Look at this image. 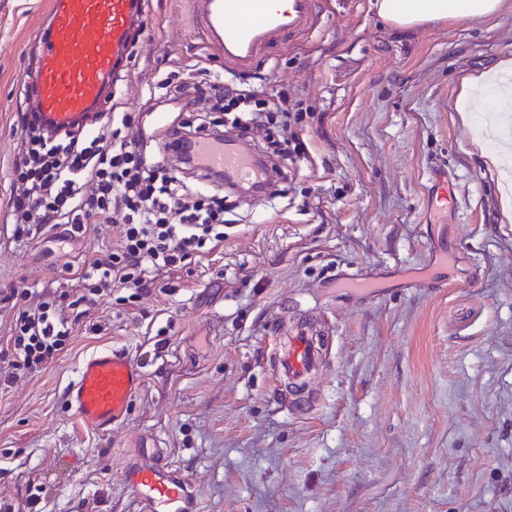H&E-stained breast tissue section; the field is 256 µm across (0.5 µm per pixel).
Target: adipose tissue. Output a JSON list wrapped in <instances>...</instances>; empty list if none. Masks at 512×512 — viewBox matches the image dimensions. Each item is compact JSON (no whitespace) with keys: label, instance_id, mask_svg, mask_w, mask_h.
Returning a JSON list of instances; mask_svg holds the SVG:
<instances>
[{"label":"adipose tissue","instance_id":"1","mask_svg":"<svg viewBox=\"0 0 512 512\" xmlns=\"http://www.w3.org/2000/svg\"><path fill=\"white\" fill-rule=\"evenodd\" d=\"M504 0H377L379 15L393 27L417 28L448 19H486L495 16Z\"/></svg>","mask_w":512,"mask_h":512}]
</instances>
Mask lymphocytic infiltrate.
Wrapping results in <instances>:
<instances>
[{
    "mask_svg": "<svg viewBox=\"0 0 512 512\" xmlns=\"http://www.w3.org/2000/svg\"><path fill=\"white\" fill-rule=\"evenodd\" d=\"M175 98L186 116L171 124L161 146L150 151L138 139L117 138L108 121L88 136L62 138L45 133L28 114L19 115L16 188L8 206L15 237L65 224L71 238L81 239L90 225L111 224L118 240L104 257L74 272V287L35 296L16 288L0 294V300L18 307L11 334L0 346L1 386L47 369L68 348L75 324L72 311L119 289L149 293L156 271L223 240L224 215L235 201L188 188L180 166L169 158L172 145L214 134L207 113L231 114L235 138L268 141L280 159L291 161L300 153L297 139L278 135L279 127L299 122V113L283 108V122L275 124L264 101L239 80L179 85Z\"/></svg>",
    "mask_w": 512,
    "mask_h": 512,
    "instance_id": "f902f5d3",
    "label": "lymphocytic infiltrate"
}]
</instances>
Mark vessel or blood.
I'll return each instance as SVG.
<instances>
[{"label": "vessel or blood", "instance_id": "1", "mask_svg": "<svg viewBox=\"0 0 512 512\" xmlns=\"http://www.w3.org/2000/svg\"><path fill=\"white\" fill-rule=\"evenodd\" d=\"M142 0H50L49 22L41 30L38 68L25 83L40 121L52 129L83 126L99 104L115 72L125 68L132 27ZM196 29L234 72L255 67L262 51L281 36L301 37L318 22L317 0H195ZM196 164L224 174L227 187L269 180L256 159L235 142L208 139L187 145ZM323 359V349L305 330L277 347L274 369L291 385L305 384ZM145 374L119 349L95 353L80 366L67 389V401L86 427L109 430L121 422ZM124 481L141 512H196L188 485L157 442L140 440L137 461Z\"/></svg>", "mask_w": 512, "mask_h": 512}]
</instances>
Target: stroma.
<instances>
[{"mask_svg": "<svg viewBox=\"0 0 512 512\" xmlns=\"http://www.w3.org/2000/svg\"><path fill=\"white\" fill-rule=\"evenodd\" d=\"M48 0H0V289L56 291L117 231L14 240L15 121L29 111ZM129 73L105 112L153 133L163 80L230 77L191 0H145ZM512 61V0L489 20L392 28L375 0H321L317 28L264 53L248 89L287 93L304 156L275 196L241 197L224 239L161 271L170 292L97 299L45 371L0 389V499L14 512H139L124 482L142 437L187 478L197 512H512V220L464 123L461 79ZM371 280L345 287L347 275ZM298 325L320 372L285 402L271 352ZM125 349L147 372L126 420L84 429L81 363ZM39 498L28 508L29 495Z\"/></svg>", "mask_w": 512, "mask_h": 512, "instance_id": "1", "label": "stroma"}]
</instances>
